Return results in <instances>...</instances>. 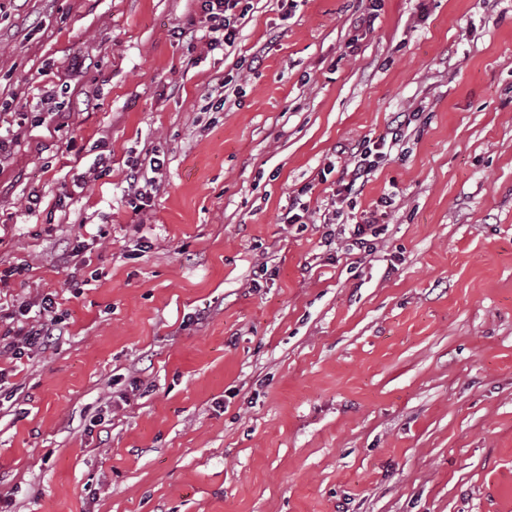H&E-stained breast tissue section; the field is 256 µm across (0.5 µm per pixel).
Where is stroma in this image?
Returning <instances> with one entry per match:
<instances>
[{
  "label": "stroma",
  "instance_id": "1",
  "mask_svg": "<svg viewBox=\"0 0 512 512\" xmlns=\"http://www.w3.org/2000/svg\"><path fill=\"white\" fill-rule=\"evenodd\" d=\"M207 26L201 0H0V335L60 319L0 357V497L512 512V0H251L216 50ZM412 112L337 203L340 150ZM385 195L369 248L329 239ZM55 302L51 298H44L42 300V306L39 310L38 319H35L33 323L27 324L26 326L19 327L18 331L12 337V341L6 343L4 346L1 345L2 340L5 337L11 338V331H8L4 336H0V354L3 352H11L17 356L21 355L19 342L13 341L14 336L22 339L25 345H36L42 344L51 336H53L56 328V317L52 316ZM3 349V350H2ZM18 351V352H17Z\"/></svg>",
  "mask_w": 512,
  "mask_h": 512
}]
</instances>
